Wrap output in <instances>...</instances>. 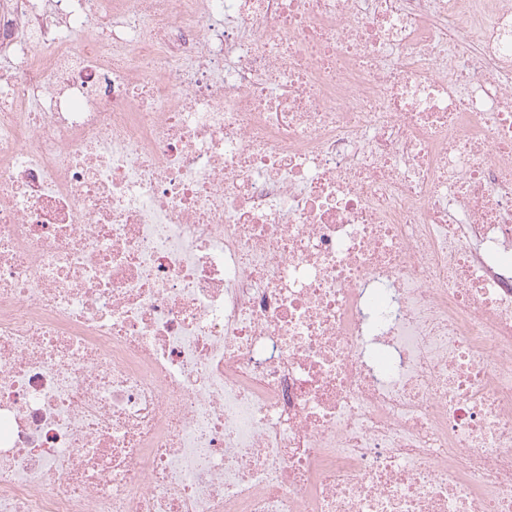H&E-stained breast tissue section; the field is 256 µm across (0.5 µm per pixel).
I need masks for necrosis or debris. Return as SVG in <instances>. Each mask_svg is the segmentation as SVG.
Instances as JSON below:
<instances>
[{"label": "necrosis or debris", "instance_id": "obj_1", "mask_svg": "<svg viewBox=\"0 0 512 512\" xmlns=\"http://www.w3.org/2000/svg\"><path fill=\"white\" fill-rule=\"evenodd\" d=\"M0 512H512V0H0Z\"/></svg>", "mask_w": 512, "mask_h": 512}]
</instances>
